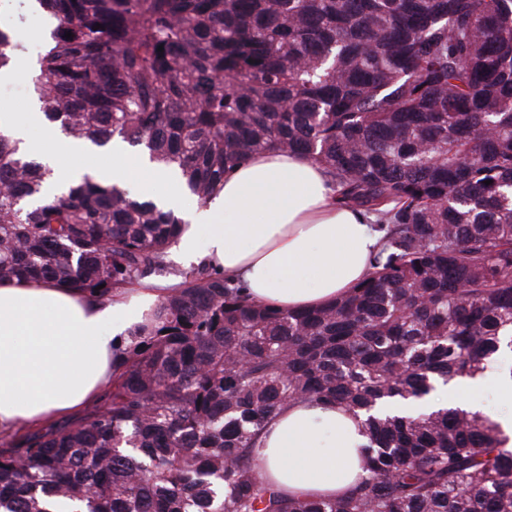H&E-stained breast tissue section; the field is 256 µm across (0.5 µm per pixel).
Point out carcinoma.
I'll return each mask as SVG.
<instances>
[{
	"instance_id": "carcinoma-1",
	"label": "carcinoma",
	"mask_w": 512,
	"mask_h": 512,
	"mask_svg": "<svg viewBox=\"0 0 512 512\" xmlns=\"http://www.w3.org/2000/svg\"><path fill=\"white\" fill-rule=\"evenodd\" d=\"M37 3L34 92L67 136L119 138L201 202L252 153L300 151L382 238L369 276L309 311L180 271L103 408L0 449V512H512L489 415L369 414L512 349V0ZM14 49L0 27V69ZM50 177L0 133V280L104 297L171 273L176 215L89 177L49 195ZM296 402L368 413L348 495L259 477L260 432Z\"/></svg>"
}]
</instances>
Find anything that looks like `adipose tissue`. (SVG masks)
<instances>
[{"label":"adipose tissue","mask_w":512,"mask_h":512,"mask_svg":"<svg viewBox=\"0 0 512 512\" xmlns=\"http://www.w3.org/2000/svg\"><path fill=\"white\" fill-rule=\"evenodd\" d=\"M0 131L53 168L60 184L82 176V167L61 160L87 154L86 145L38 147L9 112L0 113ZM151 171L163 186V208L189 223L173 254L186 265L210 260L252 300L282 311L318 308L369 272L379 232L337 202L322 167L304 155L255 152L201 206L171 171ZM167 293L144 283L102 298L54 282L1 280L0 434L43 428L98 402L122 362L119 349ZM259 443L260 477L305 498L346 494L364 465L359 421L333 404L289 406L267 422Z\"/></svg>","instance_id":"1"}]
</instances>
